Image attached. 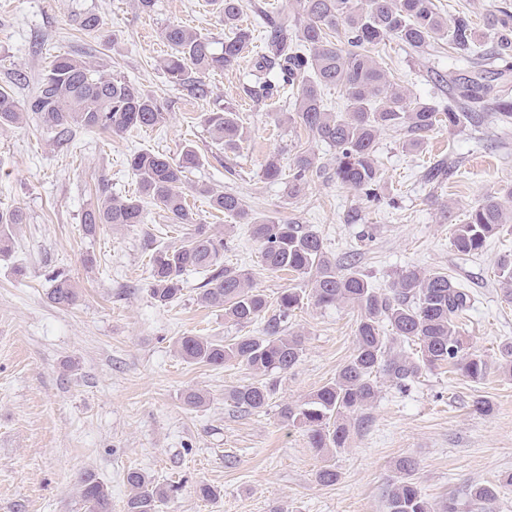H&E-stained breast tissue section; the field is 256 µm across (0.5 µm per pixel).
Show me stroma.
I'll return each instance as SVG.
<instances>
[{
    "mask_svg": "<svg viewBox=\"0 0 512 512\" xmlns=\"http://www.w3.org/2000/svg\"><path fill=\"white\" fill-rule=\"evenodd\" d=\"M435 3L443 17L463 13L483 28L512 14V0ZM88 9L101 15V33L73 24L74 14ZM295 10L294 0H244L242 21L253 26L254 39L238 65L209 76L212 94L203 101L170 86L159 67L168 48L158 37L161 26L179 23L223 41V23L200 0H156L148 14L132 0H0V86L25 98L53 57L70 52L135 83L168 112L165 125L122 136L77 132L64 149L32 122L0 129V209L18 207L26 216L14 228L10 256L0 257V512H85L77 483L84 472L107 485L112 512H124L132 469L175 485L159 512H387L395 463L406 456L417 463L414 479L433 512H512V486L483 508L469 495L472 485L512 475V381L493 372L472 382L441 368L422 372L402 392L378 376L375 400L348 419L345 448H314L305 428L283 420L279 408L335 378L355 347L357 307L304 300L287 324L303 341L299 361L274 375L266 411L245 413L227 393L257 381V374L235 362L187 363L175 340L258 336L262 325L240 328L203 304L196 275L176 303L151 299L144 241L166 224L165 214L153 208L147 223L135 227L82 230L101 180L113 195L135 193L133 151L174 157L191 143L202 164L186 178L189 208L223 234L225 265L251 273L269 299L303 287V280L265 270L248 225L214 211L196 185L236 193L249 215L312 226L332 260L357 254L374 287L388 289L413 266L447 272L473 293L472 309L458 321L462 335L496 360L499 346L512 341V302L496 277L498 260L512 254V223L476 255L457 254L449 238L486 195L512 185V129L443 125L415 148L404 132L389 131L377 149L380 200L339 186L334 148L277 119L291 110L294 92L287 88L262 102L246 93L266 19ZM371 54L411 99L448 98L447 80L472 71L442 43L414 53L393 40ZM215 102L239 112L250 132L236 153L225 152L202 122ZM273 153L288 164L303 153L315 156L318 169L298 196H289L286 182L264 178ZM440 163L449 165L448 175L427 180ZM19 267L24 275H16ZM54 271L76 286L73 308L49 302ZM189 389L206 393V404L186 406ZM478 398L490 401V413L474 411ZM325 466L338 472L336 484L317 483ZM202 483L217 489L216 499L197 496Z\"/></svg>",
    "mask_w": 512,
    "mask_h": 512,
    "instance_id": "obj_1",
    "label": "stroma"
}]
</instances>
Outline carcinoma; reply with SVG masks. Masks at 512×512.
Wrapping results in <instances>:
<instances>
[{
	"instance_id": "obj_1",
	"label": "carcinoma",
	"mask_w": 512,
	"mask_h": 512,
	"mask_svg": "<svg viewBox=\"0 0 512 512\" xmlns=\"http://www.w3.org/2000/svg\"><path fill=\"white\" fill-rule=\"evenodd\" d=\"M228 29L217 43L207 34L184 25L168 24L159 37L170 48L160 62L169 83L202 100L210 97L208 77L235 66L252 40V30L239 25L243 0H209ZM295 15L268 20L264 34V55L258 64L254 86L247 92L256 100L268 99L283 86H297L294 111L283 121L304 126L318 140L336 150V181L368 198H377L381 182L376 140L385 130H402L418 145L423 134L446 124H468L479 128L487 122L506 130L512 126V98L490 97L479 77L455 80V101H411L389 89V83L369 49L387 39L421 52L434 40H444L448 48L472 64L482 67L496 61L512 67V26L497 21L496 50L481 52V34L466 15L453 22L442 18L434 0H297ZM81 31L99 32L103 22L94 11H84L74 19ZM343 33L346 47L332 41ZM342 89L346 106L342 112L327 109L322 90ZM34 119L53 134L56 144L70 140L75 130L122 135L128 131L164 125L168 112L154 97L134 83L104 75L73 54L54 57L39 78L31 95L20 101L0 89V127ZM204 123L224 152L236 151L245 137L236 112L220 104L203 113ZM201 155L186 145L175 156L150 149L130 155L128 165L138 190L125 198L105 192L96 196L82 214L83 231L91 235L104 224L133 226L146 223L147 206L163 211L170 228L184 230L179 242L154 246L149 257V292L161 306L182 296L186 277L204 275L200 299L210 307L224 310V316L245 328L275 307L264 321L262 335L244 334L229 342L202 336H181L176 342L180 357L195 364L220 367L235 361L250 370L268 375L286 372L297 364L303 352L302 340L287 333L286 323L304 300L306 289L290 288L270 302L253 287L250 274L224 265V237L211 225L192 217L186 206V174L200 166ZM316 158L301 154L293 167L284 169L280 156L271 155L264 175L269 180L288 179V194L295 195L305 184ZM211 208L226 216L238 217L251 225V233L261 246L264 268L288 271L311 285V298L321 307L350 303L360 310L355 329V348L333 381L308 399L280 407V416L306 427L312 447L343 448L348 439L347 416L372 403L377 394L374 377L384 373L401 391L408 390L424 368L452 366L466 378L478 382L491 365L483 355L471 350L458 331V319L471 307V296L443 271L407 268L398 273L388 291L372 288L367 276L356 266L336 267L328 257L324 241L312 227L280 224L271 219H252L240 197L233 192H214L202 185ZM512 199V187L488 195L462 224L454 225L450 244L462 255L481 251L487 238L500 226L512 222L504 199ZM25 223L21 209L0 210V255L11 251L12 225ZM497 277L505 296L512 299V257L500 259ZM48 300L59 308H71L79 294L71 280L61 273L50 277ZM391 339L418 347L420 360L414 361L387 349L384 327ZM496 370L512 380V342L502 345ZM266 382L232 388L229 399L246 411L262 412L272 399ZM398 479L388 492V512H431L413 478L415 463L403 458L396 464ZM130 495L125 512H158L167 490L149 476L131 470L126 475ZM87 512H112L111 495L94 474L84 472L78 479ZM498 486L476 484L471 500L478 505L494 502Z\"/></svg>"
}]
</instances>
